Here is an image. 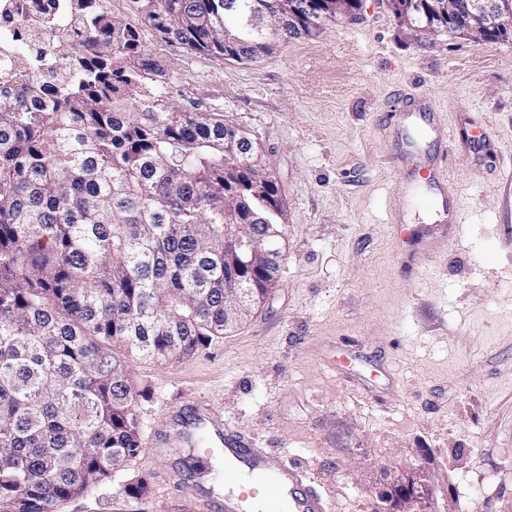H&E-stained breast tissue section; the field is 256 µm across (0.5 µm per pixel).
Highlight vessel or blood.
Segmentation results:
<instances>
[{
    "instance_id": "vessel-or-blood-1",
    "label": "vessel or blood",
    "mask_w": 512,
    "mask_h": 512,
    "mask_svg": "<svg viewBox=\"0 0 512 512\" xmlns=\"http://www.w3.org/2000/svg\"><path fill=\"white\" fill-rule=\"evenodd\" d=\"M428 176L440 189L437 204L447 217L441 233L431 239L429 248L434 251L451 243L459 226L447 168L434 166ZM203 443L208 450L201 453L202 461H209L215 451L224 457L226 495L217 500L197 487L180 486L183 512H328L327 502L312 488L301 465L285 462L276 450L258 447L227 427L223 413L207 402L194 401L165 413L153 438L157 447L196 448Z\"/></svg>"
}]
</instances>
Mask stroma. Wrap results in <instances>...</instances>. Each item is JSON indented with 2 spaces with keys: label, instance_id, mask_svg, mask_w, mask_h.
Segmentation results:
<instances>
[{
  "label": "stroma",
  "instance_id": "stroma-1",
  "mask_svg": "<svg viewBox=\"0 0 512 512\" xmlns=\"http://www.w3.org/2000/svg\"><path fill=\"white\" fill-rule=\"evenodd\" d=\"M175 109L224 120L257 143L284 203L279 286L247 321L195 354L128 361L151 439L199 399L230 427L308 470L330 512H372L390 475L420 464L437 512H512V40L411 30L390 0H362L312 36L256 60L215 59L143 28ZM410 92L449 129L460 233L416 259L402 230L442 218L420 176L435 150L411 135ZM358 357L361 381L333 363ZM386 362L397 386L373 392ZM145 497L128 496L136 478ZM178 448L139 456L66 512H178Z\"/></svg>",
  "mask_w": 512,
  "mask_h": 512
}]
</instances>
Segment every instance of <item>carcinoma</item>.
<instances>
[{"instance_id":"1","label":"carcinoma","mask_w":512,"mask_h":512,"mask_svg":"<svg viewBox=\"0 0 512 512\" xmlns=\"http://www.w3.org/2000/svg\"><path fill=\"white\" fill-rule=\"evenodd\" d=\"M67 0L85 47L54 81L0 70V512H65L142 451L125 355L189 356L248 318L281 264L224 237L282 223L277 182L254 142L177 112L167 71L142 45L258 56L244 27L264 3L284 39L312 35L336 0H138L139 22ZM237 33L230 54L224 32ZM252 149L243 164L239 147ZM410 473L384 512H403Z\"/></svg>"}]
</instances>
